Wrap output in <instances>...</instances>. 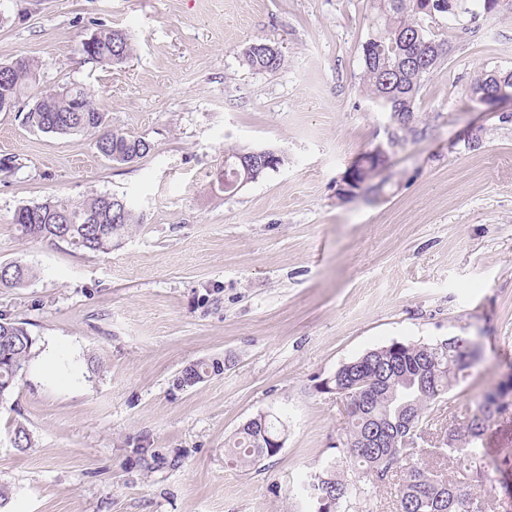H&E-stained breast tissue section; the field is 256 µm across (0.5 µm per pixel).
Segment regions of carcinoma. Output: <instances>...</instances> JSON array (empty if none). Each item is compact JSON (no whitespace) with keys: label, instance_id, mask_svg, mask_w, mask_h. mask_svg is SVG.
<instances>
[{"label":"carcinoma","instance_id":"obj_1","mask_svg":"<svg viewBox=\"0 0 512 512\" xmlns=\"http://www.w3.org/2000/svg\"><path fill=\"white\" fill-rule=\"evenodd\" d=\"M498 0H456L455 10L442 4L448 0H373L376 13L372 31L362 44V61L367 92L374 103L389 113L412 112L422 81L452 51L451 41L442 37L439 20H457L463 15L477 18L498 12ZM415 41L427 44L429 54L421 62L411 59ZM266 44L252 43L244 51L249 67L275 72L284 63L283 53L269 56ZM86 59L106 65H120L132 53L129 34L123 29L100 28L88 43L81 44ZM38 66L26 56L0 69V112L4 104L17 108L32 84ZM512 91V70L491 71L471 88V94L484 98L500 88ZM26 125L42 132L61 135L78 133L94 137L97 151L120 163H131L150 151L141 138L106 128L95 95L86 87L70 85L59 91H45L35 97L24 113ZM111 194H100L75 203L51 197L41 203L17 209L13 223L22 237L51 243L65 242L84 253H109L139 223L131 205L119 213L112 211ZM34 276L21 260L0 264V288H20ZM33 338L23 323L0 316V398L8 395L24 375L31 357ZM437 351L422 355L421 344L391 343L372 350L363 364H346L328 378L329 387L354 383L360 377L376 378L370 399L353 413L347 440L359 445L372 429L390 431L391 443L383 448H364L350 456L354 480L336 478L330 468L316 474L306 488L307 496L324 499L323 512H350L356 508L357 493L367 496L389 480L402 461L425 453L428 463L406 468L396 488V512H467L462 499L472 503V512H494L490 493L493 478L483 464L479 441L491 426L489 416L501 417L512 410V382L487 393L467 422L450 425L432 437L425 433L436 395H443L467 377L471 364L448 370V351L435 342ZM224 372L218 362L192 364L177 378L182 386H194ZM282 418L271 412L243 426L224 442V457L232 466H252L275 456L270 445L285 436ZM455 464V477L444 473Z\"/></svg>","mask_w":512,"mask_h":512}]
</instances>
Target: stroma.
Here are the masks:
<instances>
[{
    "mask_svg": "<svg viewBox=\"0 0 512 512\" xmlns=\"http://www.w3.org/2000/svg\"><path fill=\"white\" fill-rule=\"evenodd\" d=\"M372 14V0H0V64L24 55L40 89L94 90L108 128L152 145L118 164L89 135L0 112V162L13 164L0 263L35 271L0 288V313L34 339L0 401V512H309L303 483L328 461L353 477L335 446L345 402L322 388L342 364L395 341L477 340L478 365L432 406L436 428L466 422L512 374V100L468 99L512 69V9L450 23L452 52L415 105L426 134L397 144L365 88ZM103 26L130 34L123 64L82 55ZM254 42L279 46L283 68H249ZM379 147L382 192L348 190L352 162ZM264 149L283 164L219 188L225 155ZM105 193L143 218L107 254L22 238L13 222L52 196ZM213 358L223 374L178 386ZM269 411L287 424L283 448L227 464L225 439ZM19 423L31 448L11 443Z\"/></svg>",
    "mask_w": 512,
    "mask_h": 512,
    "instance_id": "stroma-1",
    "label": "stroma"
}]
</instances>
